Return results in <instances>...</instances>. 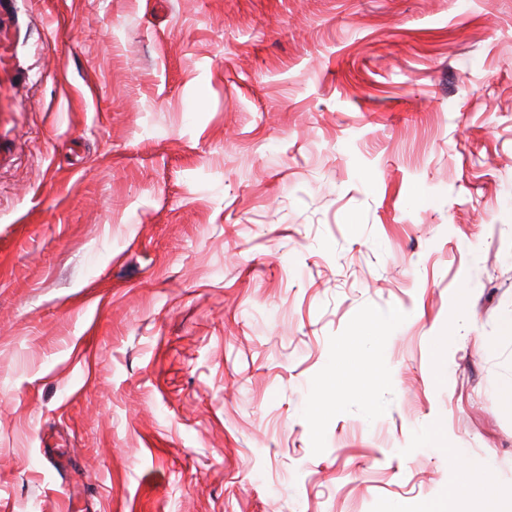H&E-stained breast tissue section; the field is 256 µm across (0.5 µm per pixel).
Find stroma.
<instances>
[{
    "instance_id": "1",
    "label": "stroma",
    "mask_w": 512,
    "mask_h": 512,
    "mask_svg": "<svg viewBox=\"0 0 512 512\" xmlns=\"http://www.w3.org/2000/svg\"><path fill=\"white\" fill-rule=\"evenodd\" d=\"M510 387L512 0H0V512H506Z\"/></svg>"
}]
</instances>
